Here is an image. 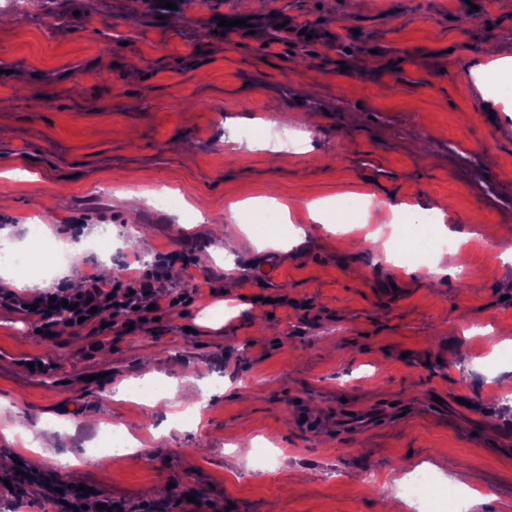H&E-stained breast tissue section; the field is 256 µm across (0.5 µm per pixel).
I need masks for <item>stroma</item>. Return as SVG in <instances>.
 <instances>
[{"instance_id":"obj_1","label":"stroma","mask_w":512,"mask_h":512,"mask_svg":"<svg viewBox=\"0 0 512 512\" xmlns=\"http://www.w3.org/2000/svg\"><path fill=\"white\" fill-rule=\"evenodd\" d=\"M138 2L0 0V229L39 266L29 225L53 242L98 227L113 274L171 254L200 293L120 336L92 324L43 335L0 307V422L17 430L0 434V466L50 431L60 463L30 474L64 483L75 459L83 485L116 501L157 500L172 482L200 512H379L387 499L411 512L402 474L445 484L461 468L482 498L463 512H512V263L482 245L512 242V99L486 106L476 78L487 44L512 57V0ZM273 121L306 142L301 155L269 163L256 143ZM246 126L254 142L238 139ZM161 190L177 208L157 206ZM126 191L144 194L137 213ZM346 193L414 217L443 203L449 231L472 237L466 276L381 258L392 224L309 221L306 203ZM245 199L287 203L301 242L256 248L279 228L233 213ZM193 211L224 221L184 223ZM238 222L249 235L226 251ZM269 259L282 277L254 285ZM220 302L233 317L200 324ZM188 378L213 391L201 422L179 428ZM123 382L163 397L117 398ZM367 408L384 420L337 430V414ZM105 421L139 450L86 456ZM254 440L276 449L274 473L237 455Z\"/></svg>"}]
</instances>
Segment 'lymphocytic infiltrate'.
<instances>
[{
  "label": "lymphocytic infiltrate",
  "instance_id": "obj_1",
  "mask_svg": "<svg viewBox=\"0 0 512 512\" xmlns=\"http://www.w3.org/2000/svg\"><path fill=\"white\" fill-rule=\"evenodd\" d=\"M181 270L171 265L156 266L154 271L134 278L117 277L111 281L93 282L81 292L59 289L34 299L9 293L0 296V305L18 308L41 330L58 324H77L79 319L108 325L117 333L128 329V316H137L140 324H147L163 311L190 305L191 295L184 293L157 294L152 280L163 277L178 281Z\"/></svg>",
  "mask_w": 512,
  "mask_h": 512
}]
</instances>
